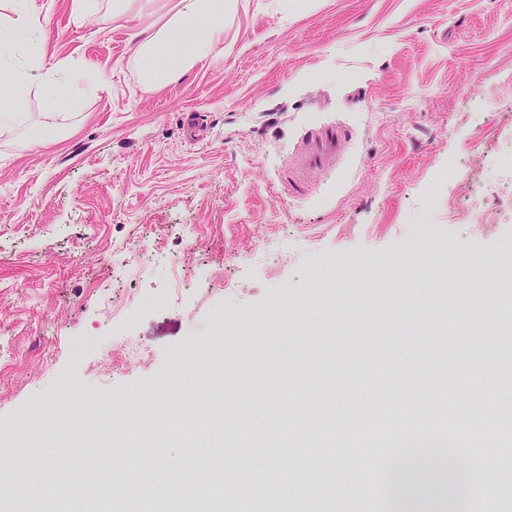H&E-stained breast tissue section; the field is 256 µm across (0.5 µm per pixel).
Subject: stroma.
<instances>
[{"instance_id":"35a3bbf8","label":"stroma","mask_w":512,"mask_h":512,"mask_svg":"<svg viewBox=\"0 0 512 512\" xmlns=\"http://www.w3.org/2000/svg\"><path fill=\"white\" fill-rule=\"evenodd\" d=\"M43 3L47 55L87 79L54 140L34 91L0 135V346L21 352L0 448L86 485L81 421L139 448L144 412L216 417L233 498L252 452L284 483L362 464L371 397L401 424L442 391L465 430L498 421L469 359L492 377L512 348V199L487 195L484 224L463 206L512 151V0H231L223 56L157 89L125 17ZM441 304L465 314L443 340ZM480 443L469 493L512 512V460Z\"/></svg>"}]
</instances>
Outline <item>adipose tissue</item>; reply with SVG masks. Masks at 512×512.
I'll use <instances>...</instances> for the list:
<instances>
[{
	"mask_svg": "<svg viewBox=\"0 0 512 512\" xmlns=\"http://www.w3.org/2000/svg\"><path fill=\"white\" fill-rule=\"evenodd\" d=\"M225 7V0H177L173 14L162 27L135 32L137 50L129 65L140 72L144 85L163 86L176 75L215 57L223 37L219 21ZM82 73L79 63L41 56L29 66L14 68L8 75V87L26 89L35 84L48 91L43 127L51 131L59 117L56 101L69 95Z\"/></svg>",
	"mask_w": 512,
	"mask_h": 512,
	"instance_id": "1",
	"label": "adipose tissue"
}]
</instances>
